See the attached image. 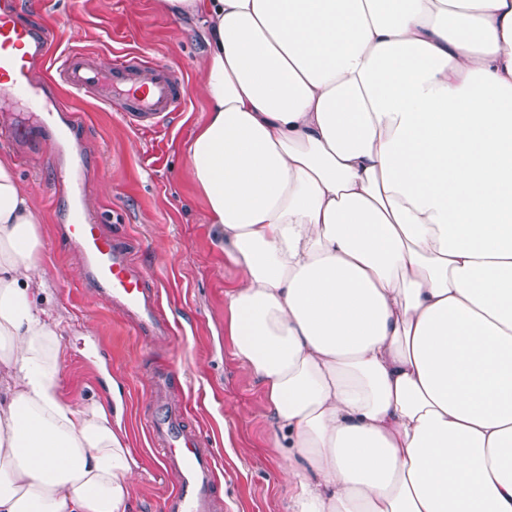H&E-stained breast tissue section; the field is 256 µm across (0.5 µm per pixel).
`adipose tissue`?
Instances as JSON below:
<instances>
[{
    "label": "adipose tissue",
    "instance_id": "obj_1",
    "mask_svg": "<svg viewBox=\"0 0 512 512\" xmlns=\"http://www.w3.org/2000/svg\"><path fill=\"white\" fill-rule=\"evenodd\" d=\"M161 3L205 45L186 156L289 512H512V0ZM38 222L0 159V512H127Z\"/></svg>",
    "mask_w": 512,
    "mask_h": 512
}]
</instances>
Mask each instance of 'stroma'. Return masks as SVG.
Wrapping results in <instances>:
<instances>
[{"instance_id": "35a3bbf8", "label": "stroma", "mask_w": 512, "mask_h": 512, "mask_svg": "<svg viewBox=\"0 0 512 512\" xmlns=\"http://www.w3.org/2000/svg\"><path fill=\"white\" fill-rule=\"evenodd\" d=\"M16 3L24 23L35 26L48 15L65 28L59 55L81 52L108 64L136 52L181 71L187 85L185 105L154 127L130 128L120 113L91 97L74 103L83 124L82 153L94 168L85 179V205L148 271L174 330L170 338L136 333L109 302L83 287L78 256L53 232L62 188L49 162L52 143L34 133L41 113L0 105V158L14 164L31 195L44 242L42 267L52 285L49 301L70 323L60 342L65 400H97L111 409L141 467L128 512H159L175 477L161 471L144 423L162 412L150 399L153 374L168 371V402L187 403V425L220 450L223 512H288L292 490L281 478L283 451L269 440L268 401L235 357L227 332L226 294L244 274L220 248L221 232L209 222L186 159V146L207 116L199 36L159 0ZM100 340L111 349V362L98 358Z\"/></svg>"}]
</instances>
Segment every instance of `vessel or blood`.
<instances>
[{
  "label": "vessel or blood",
  "instance_id": "b4317fda",
  "mask_svg": "<svg viewBox=\"0 0 512 512\" xmlns=\"http://www.w3.org/2000/svg\"><path fill=\"white\" fill-rule=\"evenodd\" d=\"M64 38V30L54 24H20L15 0H0V97L52 102L54 110L43 130L57 152L79 139L71 105L83 97L96 96L103 105L121 112L132 127L160 123L184 103L182 75L134 53L118 56L107 66L77 54L51 66ZM36 61L48 65L38 80L31 71ZM84 179L83 167L70 168L63 208L56 217L60 236L79 255L88 285L130 319L136 332L168 333L148 272L90 217L83 201ZM148 433L166 469L176 476L174 487L163 499L162 512H218L216 453L203 436L188 431L183 417L172 414L150 419Z\"/></svg>",
  "mask_w": 512,
  "mask_h": 512
}]
</instances>
